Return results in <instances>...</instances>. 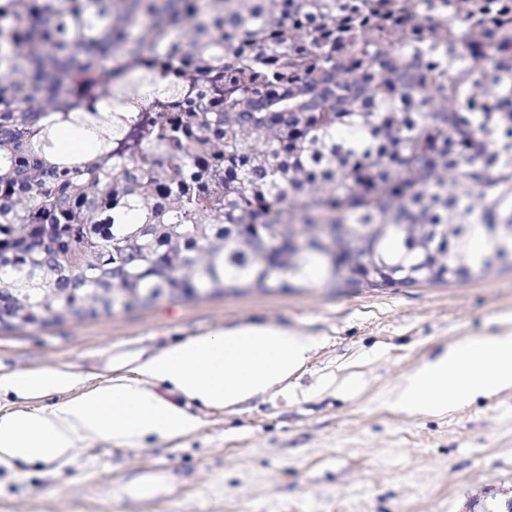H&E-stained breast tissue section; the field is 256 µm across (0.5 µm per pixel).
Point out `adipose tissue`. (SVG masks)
<instances>
[{
    "label": "adipose tissue",
    "instance_id": "ef3b65f1",
    "mask_svg": "<svg viewBox=\"0 0 512 512\" xmlns=\"http://www.w3.org/2000/svg\"><path fill=\"white\" fill-rule=\"evenodd\" d=\"M311 337L285 327L244 326L196 336L136 364L134 377L80 386L55 367L0 375V392L37 408L0 414V462L69 463L77 442L182 438L197 419L183 397L225 408L285 382L309 360ZM170 386V394L153 383ZM512 387V333L471 336L424 362L402 383L394 403L408 413L443 414ZM55 397L51 406L41 399Z\"/></svg>",
    "mask_w": 512,
    "mask_h": 512
}]
</instances>
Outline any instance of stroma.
<instances>
[{
	"mask_svg": "<svg viewBox=\"0 0 512 512\" xmlns=\"http://www.w3.org/2000/svg\"><path fill=\"white\" fill-rule=\"evenodd\" d=\"M277 325L315 347L294 376L228 408L189 404L178 440L86 439L68 465H0V512H493L512 497V387L442 415L392 404L435 354L512 331V269L467 283L246 291L0 329V374L85 385L193 336Z\"/></svg>",
	"mask_w": 512,
	"mask_h": 512,
	"instance_id": "stroma-1",
	"label": "stroma"
}]
</instances>
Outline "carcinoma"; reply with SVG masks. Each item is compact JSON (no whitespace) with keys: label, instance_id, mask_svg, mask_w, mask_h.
<instances>
[{"label":"carcinoma","instance_id":"cac0c4a2","mask_svg":"<svg viewBox=\"0 0 512 512\" xmlns=\"http://www.w3.org/2000/svg\"><path fill=\"white\" fill-rule=\"evenodd\" d=\"M498 224L512 0H0V290L30 289L24 325L112 311L86 288L128 310L469 282L512 259Z\"/></svg>","mask_w":512,"mask_h":512}]
</instances>
